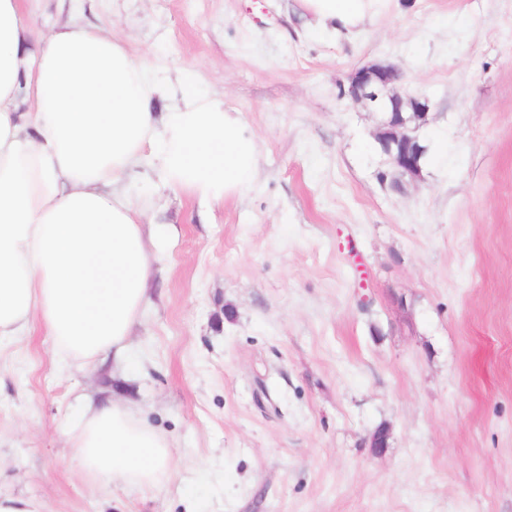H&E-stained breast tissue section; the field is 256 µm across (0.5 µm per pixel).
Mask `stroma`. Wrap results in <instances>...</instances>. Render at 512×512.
Returning a JSON list of instances; mask_svg holds the SVG:
<instances>
[{
	"mask_svg": "<svg viewBox=\"0 0 512 512\" xmlns=\"http://www.w3.org/2000/svg\"><path fill=\"white\" fill-rule=\"evenodd\" d=\"M203 96L258 149L245 193L133 180L155 260L132 367L59 369L42 327L0 343V494L43 512H512V0H381L316 36L298 0H30ZM382 61L426 100L420 178L381 174V116L343 96ZM167 436L151 490L70 461L88 405ZM390 432L374 452L370 437Z\"/></svg>",
	"mask_w": 512,
	"mask_h": 512,
	"instance_id": "obj_1",
	"label": "stroma"
}]
</instances>
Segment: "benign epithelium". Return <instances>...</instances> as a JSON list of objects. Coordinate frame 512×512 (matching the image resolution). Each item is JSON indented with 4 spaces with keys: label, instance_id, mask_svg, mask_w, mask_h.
Wrapping results in <instances>:
<instances>
[{
    "label": "benign epithelium",
    "instance_id": "benign-epithelium-1",
    "mask_svg": "<svg viewBox=\"0 0 512 512\" xmlns=\"http://www.w3.org/2000/svg\"><path fill=\"white\" fill-rule=\"evenodd\" d=\"M397 79L398 71L390 64L366 65L353 73L345 95L356 103L368 101L384 114L375 134L389 165V173L382 177H390L392 186L400 189L422 172L424 148L413 122L428 115V104L399 93H386Z\"/></svg>",
    "mask_w": 512,
    "mask_h": 512
}]
</instances>
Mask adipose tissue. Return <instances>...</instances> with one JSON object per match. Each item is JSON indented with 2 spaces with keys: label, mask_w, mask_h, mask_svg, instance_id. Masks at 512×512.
<instances>
[{
  "label": "adipose tissue",
  "mask_w": 512,
  "mask_h": 512,
  "mask_svg": "<svg viewBox=\"0 0 512 512\" xmlns=\"http://www.w3.org/2000/svg\"><path fill=\"white\" fill-rule=\"evenodd\" d=\"M26 0H0V340L41 323L60 362L119 357L148 300L152 255L126 186L157 168L214 202L245 192L253 137L219 96L183 95L156 114L165 78L104 27L35 37ZM320 32L357 33L377 0H300ZM83 477L151 489L171 470L165 436L121 402L70 434Z\"/></svg>",
  "instance_id": "obj_1"
}]
</instances>
